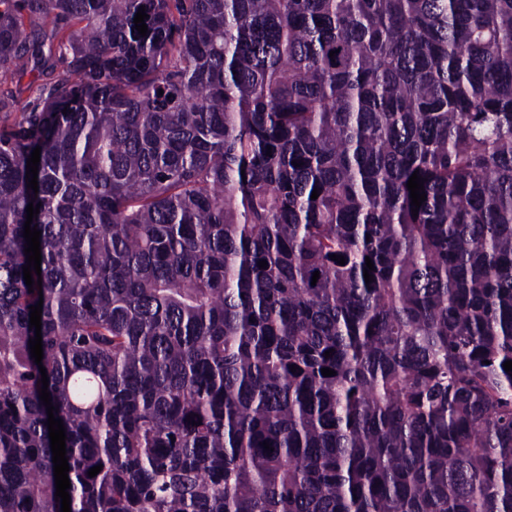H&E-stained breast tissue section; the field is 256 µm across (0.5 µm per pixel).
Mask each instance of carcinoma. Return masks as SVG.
Here are the masks:
<instances>
[{"label": "carcinoma", "mask_w": 512, "mask_h": 512, "mask_svg": "<svg viewBox=\"0 0 512 512\" xmlns=\"http://www.w3.org/2000/svg\"><path fill=\"white\" fill-rule=\"evenodd\" d=\"M53 57L0 123V512L61 509L40 300L71 512H512V0H0V85ZM67 67L66 61L56 60L54 63L53 72L38 74V72L27 73L17 83V78L13 84L10 85L13 91L20 89L16 99V105L10 112H27L30 107L36 103L38 94L37 88L40 85L48 84L53 81L54 77L65 70ZM17 84V86H16Z\"/></svg>", "instance_id": "1"}]
</instances>
